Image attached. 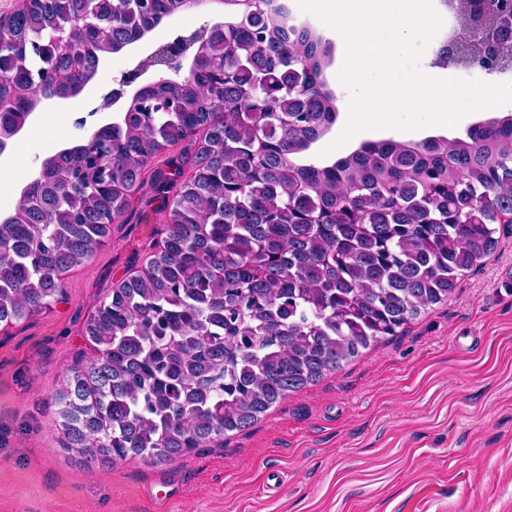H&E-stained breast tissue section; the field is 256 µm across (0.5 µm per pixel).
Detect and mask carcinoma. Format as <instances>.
I'll use <instances>...</instances> for the list:
<instances>
[{
    "label": "carcinoma",
    "instance_id": "carcinoma-1",
    "mask_svg": "<svg viewBox=\"0 0 512 512\" xmlns=\"http://www.w3.org/2000/svg\"><path fill=\"white\" fill-rule=\"evenodd\" d=\"M205 0H30L0 15V142L40 102L73 98L100 61ZM227 20L190 72L139 88L94 140L46 158L0 218V324L47 312L107 245L159 154L198 135L163 248L86 318L95 356L55 392L80 465L172 462L239 433L428 308L512 224V113L462 138L366 141L304 159L336 123L328 49L283 5L212 0ZM71 30L70 47L47 38Z\"/></svg>",
    "mask_w": 512,
    "mask_h": 512
}]
</instances>
